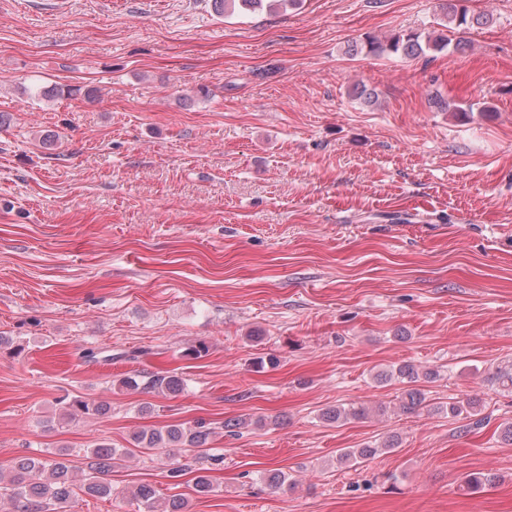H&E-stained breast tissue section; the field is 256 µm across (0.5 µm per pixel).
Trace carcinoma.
<instances>
[{
  "mask_svg": "<svg viewBox=\"0 0 512 512\" xmlns=\"http://www.w3.org/2000/svg\"><path fill=\"white\" fill-rule=\"evenodd\" d=\"M294 6L297 0H215L216 8L222 12H252L263 6ZM490 18L484 15H469L468 10L448 0V12L444 21L439 23L443 31L437 34L421 36L418 33L394 35L384 41L369 38L365 43L368 52L374 54H400L407 57L424 55L429 51H439L445 47H453L459 51L465 43L461 34L476 25H485ZM438 371L419 372L412 364H401L397 367L382 369L374 375L379 383L397 381L407 385L403 389L399 409L404 413H413L427 407L425 393L415 387V383L424 379L436 378ZM150 385L164 395H176L183 391L184 381L175 372L156 374ZM110 410L105 401H88L76 397L62 408L60 421L69 423L83 415H103ZM480 412V402L475 398L448 403L447 413L450 417L466 415L473 417ZM368 414L364 406H337L322 413V419L337 423L349 418H363ZM214 431L200 423L193 426L164 425L158 428L135 431L130 436L132 448L153 453H162L166 448H195L200 451V458L210 457L208 444ZM397 441L391 439L375 447L367 446L356 450L344 451L339 455V462L355 465L361 460L369 459L380 452L395 448ZM131 453V448H113L105 444H97L87 451L86 472L80 483H74L71 466L66 460H44L39 457L25 456L16 459L10 467V474L0 471V502L8 499L13 502L15 512H57L69 504L78 493L100 499L112 498V481L106 475L112 464L121 457ZM496 481V476L482 472H470L464 476V483L472 490H480ZM193 490L199 496L215 492L208 469H198L194 478ZM143 512H189L190 501L180 495H172L158 503L156 490L147 484L140 485L131 492Z\"/></svg>",
  "mask_w": 512,
  "mask_h": 512,
  "instance_id": "obj_1",
  "label": "carcinoma"
}]
</instances>
